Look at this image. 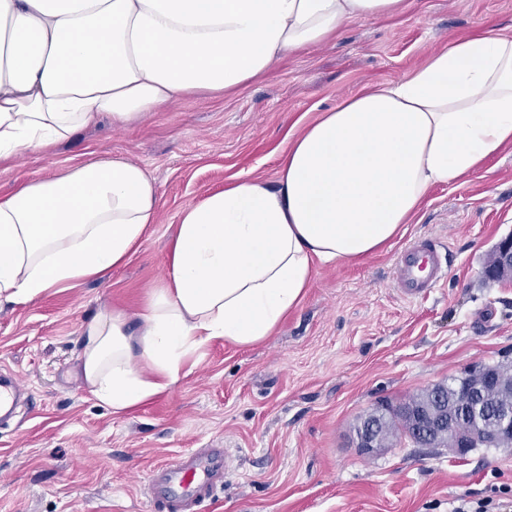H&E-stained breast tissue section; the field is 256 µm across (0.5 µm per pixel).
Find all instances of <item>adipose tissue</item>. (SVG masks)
I'll return each instance as SVG.
<instances>
[{
  "mask_svg": "<svg viewBox=\"0 0 512 512\" xmlns=\"http://www.w3.org/2000/svg\"><path fill=\"white\" fill-rule=\"evenodd\" d=\"M407 0H0V159L68 139L101 114L123 126L196 95L229 96L347 22ZM512 144V37L486 28L395 81L320 113L274 182L233 177L187 206L137 318L84 325L88 393L121 412L171 390L221 339L271 336L318 265L403 236L433 186ZM159 189L142 165L82 163L0 195V306L104 276L149 237Z\"/></svg>",
  "mask_w": 512,
  "mask_h": 512,
  "instance_id": "obj_1",
  "label": "adipose tissue"
}]
</instances>
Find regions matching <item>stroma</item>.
<instances>
[{"instance_id": "stroma-1", "label": "stroma", "mask_w": 512, "mask_h": 512, "mask_svg": "<svg viewBox=\"0 0 512 512\" xmlns=\"http://www.w3.org/2000/svg\"><path fill=\"white\" fill-rule=\"evenodd\" d=\"M487 21L512 35V0H410L401 15L351 22L288 56L237 95L193 96L124 128L105 116L47 152L0 162V193L30 172L55 178L96 158L139 162L162 193L153 232L126 265L0 308V375L27 387L0 422V512H152V470L188 448L235 455L201 512H452L466 495L512 487V448L460 457L404 440L366 453L353 431L379 401L512 361V281L484 274L512 234V145L431 188L390 245L319 265L272 336L209 343L171 392L140 409L116 414L92 398L78 361L87 320L146 308L183 208L241 173L274 181L298 126ZM420 237L446 241L451 267L429 297L408 302L394 263Z\"/></svg>"}]
</instances>
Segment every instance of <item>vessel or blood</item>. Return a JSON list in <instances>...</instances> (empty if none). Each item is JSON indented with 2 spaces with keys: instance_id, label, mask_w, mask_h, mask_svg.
<instances>
[{
  "instance_id": "obj_1",
  "label": "vessel or blood",
  "mask_w": 512,
  "mask_h": 512,
  "mask_svg": "<svg viewBox=\"0 0 512 512\" xmlns=\"http://www.w3.org/2000/svg\"><path fill=\"white\" fill-rule=\"evenodd\" d=\"M448 271L447 246L434 238L405 246L394 265L398 291L409 301L427 297L447 279ZM232 458L227 448H201L157 466L149 477L152 506L156 512H197L223 484Z\"/></svg>"
}]
</instances>
